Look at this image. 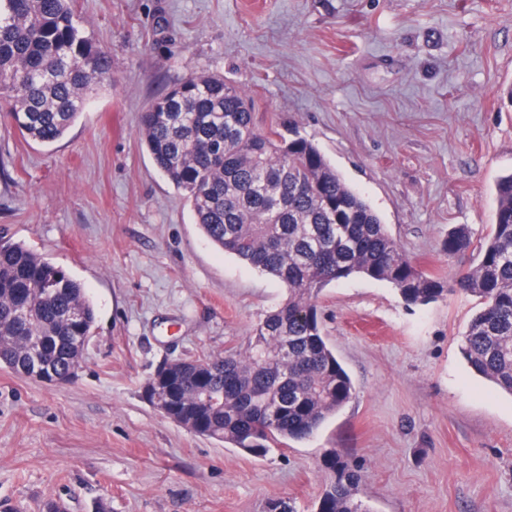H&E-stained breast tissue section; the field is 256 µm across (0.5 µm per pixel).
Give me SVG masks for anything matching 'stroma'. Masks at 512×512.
<instances>
[{
    "instance_id": "stroma-1",
    "label": "stroma",
    "mask_w": 512,
    "mask_h": 512,
    "mask_svg": "<svg viewBox=\"0 0 512 512\" xmlns=\"http://www.w3.org/2000/svg\"><path fill=\"white\" fill-rule=\"evenodd\" d=\"M112 53V88L61 140L0 121V234L65 267L96 309L77 377L0 367V512H316L327 449L371 512H512V396L461 339L455 291L409 306L353 276L317 299L352 399L267 456L195 435L141 385L163 359L244 351L285 287L224 254L156 169L140 115L169 85L220 74L259 128L310 139L423 270L453 280L450 228L491 231L512 171V0H76Z\"/></svg>"
}]
</instances>
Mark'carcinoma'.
Returning <instances> with one entry per match:
<instances>
[{"mask_svg":"<svg viewBox=\"0 0 512 512\" xmlns=\"http://www.w3.org/2000/svg\"><path fill=\"white\" fill-rule=\"evenodd\" d=\"M74 2L0 0V117L42 145L62 138L112 85L111 52L88 34ZM140 135L207 238L288 291L253 326L244 353L167 360L143 384L144 402L254 456L308 439L353 394L322 332L321 290L360 275L426 306L448 295V285L417 268L311 140L260 130L247 97L220 75L190 76L153 100ZM495 192L489 237L476 244L457 226L443 251L451 260L478 251L479 262L454 279L455 290L482 304L461 354L512 395V173L497 179ZM95 322L85 288L64 267L0 236V366L24 376L40 369L67 384ZM327 455L337 475L325 481L318 512H370L356 499L362 474L340 465L336 449Z\"/></svg>","mask_w":512,"mask_h":512,"instance_id":"cac0c4a2","label":"carcinoma"}]
</instances>
